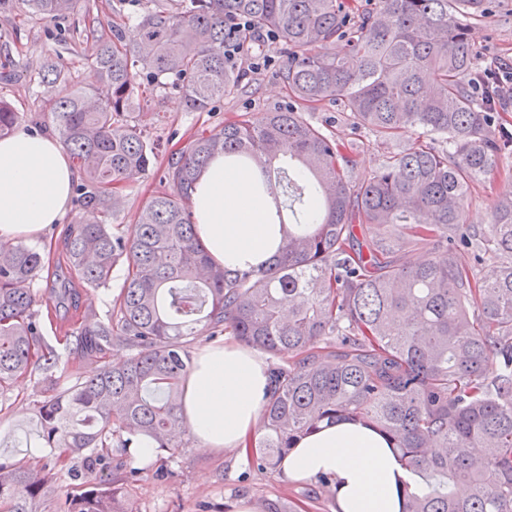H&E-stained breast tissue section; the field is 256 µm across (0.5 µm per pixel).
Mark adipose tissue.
I'll return each instance as SVG.
<instances>
[{"label":"adipose tissue","mask_w":512,"mask_h":512,"mask_svg":"<svg viewBox=\"0 0 512 512\" xmlns=\"http://www.w3.org/2000/svg\"><path fill=\"white\" fill-rule=\"evenodd\" d=\"M77 174L61 145L18 129L0 139V241L37 237L60 223ZM249 171L215 158L193 196L197 236L212 259L251 270L272 261L279 225L250 190ZM178 414L209 449L246 450L270 396L267 364L254 349L229 341L198 353L181 384ZM283 480L328 479L333 512H402L406 471L392 443L362 421L342 419L299 438L281 462Z\"/></svg>","instance_id":"obj_1"}]
</instances>
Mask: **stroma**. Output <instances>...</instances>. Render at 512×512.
<instances>
[{"instance_id":"stroma-1","label":"stroma","mask_w":512,"mask_h":512,"mask_svg":"<svg viewBox=\"0 0 512 512\" xmlns=\"http://www.w3.org/2000/svg\"><path fill=\"white\" fill-rule=\"evenodd\" d=\"M118 7V0H83L66 26L28 12L20 0H11L9 7L0 9V98L19 112L20 127L39 134H54L45 89L39 83L43 63L55 60L69 71L72 82L85 81L87 60L97 37L107 33V25L115 20ZM471 38L482 56L512 61V0H498L491 21L472 28ZM263 55L269 58V65L249 70L246 86L217 100L210 111H186L174 92L140 102L134 120L159 143L160 153L147 176L124 184L120 204L110 218L112 224L122 231H131L141 209L163 189L164 170L171 153L177 152L189 138L205 130L220 129L225 121L234 118H254L287 107L288 95L281 80L286 58L269 44L265 45ZM306 117L349 145L348 157L354 174L369 173L382 164L383 147L368 130L345 123L336 103L322 102L308 111ZM508 189L512 190V156L504 158L498 169L472 191L466 209L468 222L487 223L495 199ZM71 315V309L61 304L41 317L44 336L59 341L61 363L57 377L62 389L72 386L77 379L89 377L98 368L97 362L84 354L75 340L65 339ZM44 397L41 378L34 374L0 399L1 461L45 456L32 412L34 403ZM186 440L187 448L168 460L167 473L161 480L146 470L145 460L123 454L127 466L143 471L140 480L129 489L141 512H197L203 503L212 512H222L225 502L236 499L248 500L256 507L271 499L295 505L299 512H333L328 485L318 481L286 482L278 469L259 470L249 465L240 451L204 448L191 434Z\"/></svg>"}]
</instances>
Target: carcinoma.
Segmentation results:
<instances>
[{
  "label": "carcinoma",
  "instance_id": "obj_1",
  "mask_svg": "<svg viewBox=\"0 0 512 512\" xmlns=\"http://www.w3.org/2000/svg\"><path fill=\"white\" fill-rule=\"evenodd\" d=\"M21 2L53 19L79 6ZM149 2L97 41L89 83L71 86L53 63L41 77L84 173L74 192L87 219L68 234L65 265L91 288L109 287L121 261L127 274L109 319L72 330L99 369L59 390L33 288L42 254L0 241V394L39 373L48 396L33 411L44 445L60 450L0 463V512H41L62 458L72 487L57 512H137L128 487L140 472L114 450L146 435L162 454L181 452L179 383L194 346L226 333L274 359L252 465L273 469L298 438L358 419L424 481L405 487L404 512H512V190L483 226L464 210L512 155L497 95L475 83L483 66L470 36L496 0H378L370 11L356 0H189L180 11ZM235 17L251 27L231 28ZM267 34L286 56L282 81L297 107L193 136L168 160L169 190L129 234L112 230L116 189L158 158L133 120L137 101L157 87L190 112L209 110L244 81L226 43ZM324 101L386 146L380 168L351 175L346 145L305 118ZM18 120L0 99V137ZM218 155L257 170L254 192L274 200L268 223L288 225L260 273L210 262L196 235L191 195ZM116 349L128 355L112 366Z\"/></svg>",
  "mask_w": 512,
  "mask_h": 512
}]
</instances>
